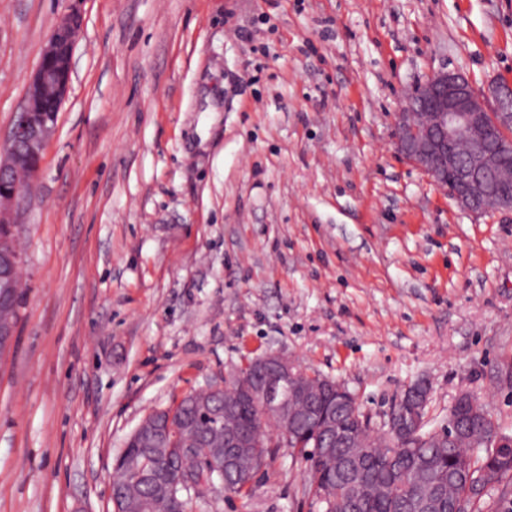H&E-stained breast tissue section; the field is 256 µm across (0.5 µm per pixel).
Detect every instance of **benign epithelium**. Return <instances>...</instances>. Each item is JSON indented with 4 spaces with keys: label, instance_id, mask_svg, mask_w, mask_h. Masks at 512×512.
<instances>
[{
    "label": "benign epithelium",
    "instance_id": "obj_1",
    "mask_svg": "<svg viewBox=\"0 0 512 512\" xmlns=\"http://www.w3.org/2000/svg\"><path fill=\"white\" fill-rule=\"evenodd\" d=\"M84 25L81 13L72 11L58 19L45 44L39 64L27 85L26 100L11 137L0 148V176L19 168L24 158L36 174L41 155L55 124L48 106L64 102L70 84L72 56ZM512 129V83L495 81L476 90L459 72L438 71L404 99L394 124L397 152L421 168L430 180L449 193L457 206L471 214L512 211V155L504 157L493 144ZM23 201L18 186L0 187V224L13 227ZM0 238V295L15 287L14 270L22 264L10 235ZM16 325L11 315L0 314V356L12 345ZM295 364L271 352L256 363L255 390L268 410L288 415V400L299 392ZM224 460H211L205 469L230 465L240 448L234 426L225 429Z\"/></svg>",
    "mask_w": 512,
    "mask_h": 512
}]
</instances>
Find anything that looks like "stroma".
Masks as SVG:
<instances>
[{
    "label": "stroma",
    "instance_id": "obj_1",
    "mask_svg": "<svg viewBox=\"0 0 512 512\" xmlns=\"http://www.w3.org/2000/svg\"><path fill=\"white\" fill-rule=\"evenodd\" d=\"M83 32L16 226L0 512H110L141 419L280 353L381 432L431 386L512 429V212L473 215L396 152L435 71L512 82V0H0V145L58 16ZM279 448L246 500L324 512Z\"/></svg>",
    "mask_w": 512,
    "mask_h": 512
}]
</instances>
